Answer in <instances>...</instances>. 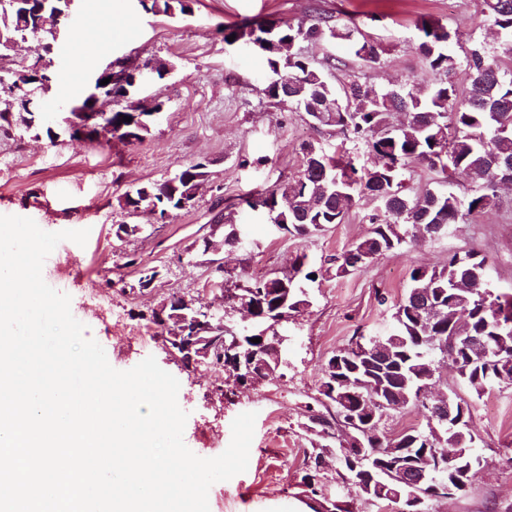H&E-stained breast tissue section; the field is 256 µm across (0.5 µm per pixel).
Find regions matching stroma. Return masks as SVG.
<instances>
[{
    "label": "stroma",
    "mask_w": 512,
    "mask_h": 512,
    "mask_svg": "<svg viewBox=\"0 0 512 512\" xmlns=\"http://www.w3.org/2000/svg\"><path fill=\"white\" fill-rule=\"evenodd\" d=\"M317 8L336 23L356 21L381 49L374 64L356 58L341 41L299 43L315 60L343 59V67L327 74L337 88L353 80L377 89L429 82L432 75L415 50L420 17H434L458 32L452 49L459 56L470 39L490 33L478 0H193L191 14L174 18L145 11L139 0H76V21L50 56L52 71L71 72L87 84L116 60H164L170 74L143 91L163 103L161 118L133 143L66 137L53 142L16 124L0 127V215L31 218L47 232L88 230L86 245L65 240L55 247L43 278L70 296L73 316L85 325L86 337L104 348L110 365L125 371L151 356L172 374L180 383L178 404L188 414L184 442L204 458L225 451L237 415L256 413L248 468L212 485L210 512H309L298 497L302 460L311 448L301 427L305 405L317 393L326 361L356 332H390L393 306L410 287L412 266L440 267L450 255L472 249L486 257L491 286L512 295V189H504L495 207L453 225L446 236H418L347 276L329 271L308 283L311 305L289 318L283 363L260 387L226 394L222 368L187 369L167 353L162 339L140 341L145 314L171 295L190 293L201 306L219 308L221 293L214 285L221 275L200 248L202 238L218 242L224 236L214 227L216 209L234 212L242 230L241 245L223 253L225 267L251 276L288 272L301 253L320 265L369 232L367 216L375 204L367 198L343 223L311 239L278 233L265 211L238 205L242 197L295 177L302 145L326 148L340 138L314 128L305 113L266 103L264 57L250 47L227 45L224 29L246 19L307 22ZM78 39L86 46L82 62L71 53ZM202 157L211 161L209 176L192 208L163 222L145 210L121 212L126 192ZM245 158L251 166H242ZM122 224L141 230L120 239ZM144 266L160 271L146 289L138 286ZM437 388L471 400V428L484 462L469 497L432 502L430 512H489L492 504L512 503V468L504 464L512 457V384L496 385L475 399L446 362Z\"/></svg>",
    "instance_id": "1"
}]
</instances>
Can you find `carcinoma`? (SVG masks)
I'll list each match as a JSON object with an SVG mask.
<instances>
[{"label":"carcinoma","mask_w":512,"mask_h":512,"mask_svg":"<svg viewBox=\"0 0 512 512\" xmlns=\"http://www.w3.org/2000/svg\"><path fill=\"white\" fill-rule=\"evenodd\" d=\"M140 4L147 11L171 17L187 12L184 0H140ZM480 7L490 26L512 42V0H480ZM416 27L421 33L417 51L434 78L407 92L378 91L356 81L337 90L325 76V69L335 67L332 61L317 64L296 50L300 42L341 40L359 59L377 61L375 46L367 38H359L361 31L354 21L339 27L332 23V16L318 12L307 25L248 19L224 28V37L233 35L236 43L254 38L268 43L263 53L272 77L263 95L270 104L288 105L306 113L319 128L336 131L341 144L362 145L380 160L378 166L360 173L351 161L343 164L336 155L327 156L322 149L307 144L302 147L299 173L279 188L244 200L248 208H264L283 233L308 238L325 231L329 224L342 223L348 210L375 184L378 206L368 217L371 230L352 248H363L376 258L415 237L420 225H440L445 234L450 225L464 223L496 204L497 175L503 163L512 161V72L502 67L496 52L482 40L472 41L460 59L448 50V43L458 33L425 17L417 20ZM28 39L36 40V49L45 54L57 46L53 31L39 27V15L24 8L19 0H0V49ZM4 79L14 84L18 107L30 108L20 115L24 130L39 131V107L54 80L45 81L28 68L20 73L11 71ZM135 90L130 82L112 87V101H125L112 109V134L122 140L131 136L140 141L149 132L147 124L137 126L122 120L140 109V103L130 100ZM323 155L331 165L327 180L311 165L312 158ZM411 162L427 165L445 182L463 172L475 189L466 198L450 191L414 193L404 183V172ZM207 177V168L190 164L172 178L126 193L119 206L134 210L142 195L150 192L161 209L182 210V202L192 204ZM324 263L338 276L355 271L347 250L327 256ZM485 271V257L473 251L451 255L440 268L416 266L410 270V289L426 293L431 306H439L447 314L464 312L467 318L437 320L425 305L415 306L403 298L394 305L392 333L352 337L327 360L321 378L323 386L339 378L348 385L336 387V397H326L328 406L317 409L306 405V413L322 420L319 430L331 433V437L318 436L305 460L341 456L342 448L351 444L356 433L345 413L358 406H373L375 396L386 407L375 408L369 424L376 448L374 480L356 486L360 497L374 503L392 502L390 491L403 487L401 476L416 468L413 460L421 452L455 448L462 459L470 457L475 447L469 429L472 408L463 399L456 400L463 421L451 433L448 424L428 419L426 429H408L393 437L385 431V418L411 406L426 408L420 386L437 381L440 359L448 358V343L457 336L482 332L490 346L510 357L512 372V297L503 300L495 294L488 287ZM311 274L313 271L305 269L292 283L276 272L259 279L245 273L234 278L255 290L261 321L273 338L279 328L275 314L282 303L292 312L310 306L302 282L310 280ZM211 345L212 362L224 367L225 379L238 382L241 374L231 361L232 338L217 335ZM495 371L491 358L477 354L472 359L462 357L457 368L460 378L479 397L495 385Z\"/></svg>","instance_id":"carcinoma-1"}]
</instances>
